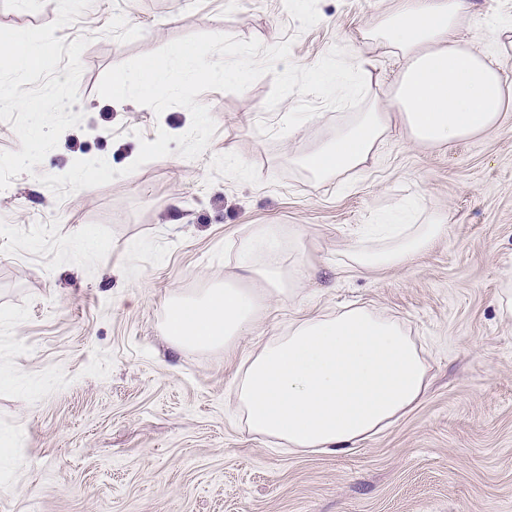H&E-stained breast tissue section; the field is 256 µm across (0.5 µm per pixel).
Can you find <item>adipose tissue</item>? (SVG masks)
Returning <instances> with one entry per match:
<instances>
[{
  "label": "adipose tissue",
  "instance_id": "adipose-tissue-1",
  "mask_svg": "<svg viewBox=\"0 0 512 512\" xmlns=\"http://www.w3.org/2000/svg\"><path fill=\"white\" fill-rule=\"evenodd\" d=\"M475 0H397L362 40L404 60L391 105L372 101L333 137L294 156L313 181L339 179L368 166L392 127L408 144L445 145L497 131L512 106V83L479 42L464 39ZM446 229L434 218L404 223L352 246L350 268H402ZM301 226L254 224L238 252L243 277L199 297L170 299L164 335L182 349H216L248 334L274 302L296 298L308 277ZM429 387L428 366L397 319L366 306L292 321L266 341L236 383L235 411L249 432L300 452H344L408 414Z\"/></svg>",
  "mask_w": 512,
  "mask_h": 512
}]
</instances>
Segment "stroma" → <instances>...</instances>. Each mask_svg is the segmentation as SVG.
I'll return each mask as SVG.
<instances>
[{
  "label": "stroma",
  "mask_w": 512,
  "mask_h": 512,
  "mask_svg": "<svg viewBox=\"0 0 512 512\" xmlns=\"http://www.w3.org/2000/svg\"><path fill=\"white\" fill-rule=\"evenodd\" d=\"M393 0H93L56 37H89L81 125L34 174L0 191V512H512V322L496 309L512 279V113L491 134L411 147L393 128L347 184L315 183L293 156L346 122L325 110L270 138L298 102L265 109L263 76L240 94L197 100L216 122L201 157L177 155L189 111L102 99L104 73L195 33L291 42L310 66L332 46L363 54L386 96L403 62L363 42ZM462 29L512 25V0H477ZM58 0H0V27L55 20ZM172 134L169 156L64 200L38 182L77 160L122 169L141 140ZM447 232L405 269L336 271L380 215L406 198ZM252 224H298L311 269L301 295L273 303L230 350L172 348L174 293L239 273ZM354 303L401 320L431 376L425 398L385 431L340 453H301L252 435L232 411L245 358L291 320Z\"/></svg>",
  "instance_id": "stroma-1"
}]
</instances>
